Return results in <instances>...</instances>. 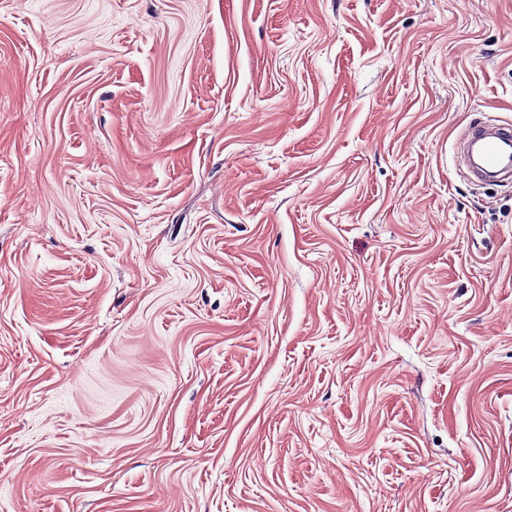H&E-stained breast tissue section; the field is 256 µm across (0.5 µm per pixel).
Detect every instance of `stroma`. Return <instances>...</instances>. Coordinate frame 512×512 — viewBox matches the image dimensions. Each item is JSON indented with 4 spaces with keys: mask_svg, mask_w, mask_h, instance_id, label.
Wrapping results in <instances>:
<instances>
[{
    "mask_svg": "<svg viewBox=\"0 0 512 512\" xmlns=\"http://www.w3.org/2000/svg\"><path fill=\"white\" fill-rule=\"evenodd\" d=\"M512 0H0V512H512ZM484 129L473 137V144L477 145L481 156V171L494 176L501 175V180L511 179L512 130L497 124ZM507 147L511 148V152L507 151Z\"/></svg>",
    "mask_w": 512,
    "mask_h": 512,
    "instance_id": "35a3bbf8",
    "label": "stroma"
}]
</instances>
